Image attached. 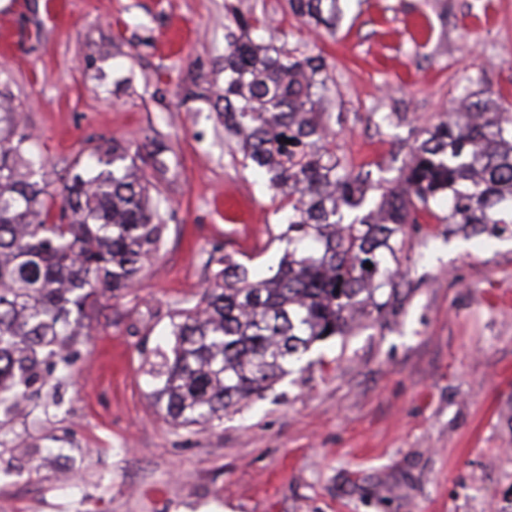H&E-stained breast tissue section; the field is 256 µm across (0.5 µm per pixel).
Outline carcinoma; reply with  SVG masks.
<instances>
[{"mask_svg": "<svg viewBox=\"0 0 512 512\" xmlns=\"http://www.w3.org/2000/svg\"><path fill=\"white\" fill-rule=\"evenodd\" d=\"M293 15L331 28L339 0H288ZM319 55L298 57L233 34L217 113L243 160L288 208L275 271L251 273L226 253L198 302L176 312L173 342L151 364L154 402L179 427L211 426L288 374L318 340L344 336L368 302L383 314L396 237L448 204L473 234L512 224V113L501 98L464 100L415 139L408 165L367 206L370 173L327 147L331 127ZM30 135L0 113V430L47 379L71 374L90 298L133 287L159 251L164 225L138 151L117 140L65 174L59 213L30 180ZM371 264L368 269L365 264Z\"/></svg>", "mask_w": 512, "mask_h": 512, "instance_id": "obj_1", "label": "carcinoma"}]
</instances>
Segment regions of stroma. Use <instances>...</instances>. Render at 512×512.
<instances>
[{
    "label": "stroma",
    "mask_w": 512,
    "mask_h": 512,
    "mask_svg": "<svg viewBox=\"0 0 512 512\" xmlns=\"http://www.w3.org/2000/svg\"><path fill=\"white\" fill-rule=\"evenodd\" d=\"M336 30L287 0H0V93L59 208L75 159L118 140L143 156L165 226L140 282L88 310L67 381L0 433V512H512V224L406 225L384 316L314 342L263 398L176 427L147 374L209 259L276 266L286 211L216 118L234 17L322 55L330 146L375 182L462 98L512 103V0H341ZM76 483L58 492L59 459Z\"/></svg>",
    "instance_id": "1"
}]
</instances>
